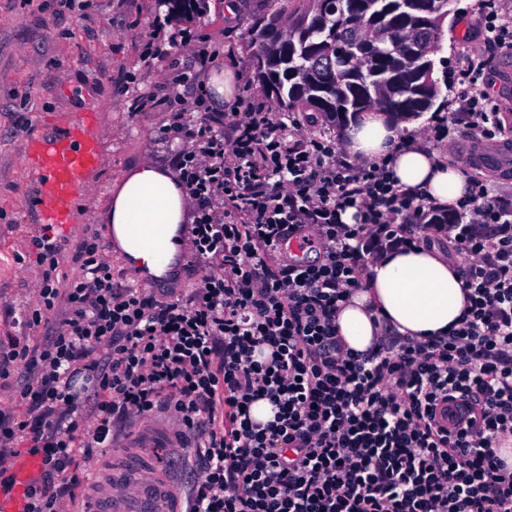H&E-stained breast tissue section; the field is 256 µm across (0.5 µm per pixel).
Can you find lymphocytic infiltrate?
Returning a JSON list of instances; mask_svg holds the SVG:
<instances>
[{
    "mask_svg": "<svg viewBox=\"0 0 512 512\" xmlns=\"http://www.w3.org/2000/svg\"><path fill=\"white\" fill-rule=\"evenodd\" d=\"M468 34L512 51L496 0ZM139 37L165 74L162 92L133 96L130 109L167 113L160 132L182 144L173 167L203 276L183 293L124 287L100 229L69 250L34 238L36 299L20 313L23 335L0 338V387L15 386L22 406L0 410V487L25 445L42 468L27 512H64L77 457L159 412L193 442L174 463L186 512H512V465L500 456L512 437V188L475 182L444 227L441 208L387 163L338 160L334 138L301 134L267 99L246 91L220 112L203 94L186 98L180 47L194 45L200 72L214 58L193 25L157 13ZM492 63L467 64L453 111L432 116L436 145L460 119L481 141L504 136L484 88ZM424 229L452 230L469 260L461 319L444 336L346 349L336 312L363 286V256L413 246ZM294 238L314 260L289 253ZM453 395L479 421L455 437L430 424ZM263 399L274 409L265 423L251 415Z\"/></svg>",
    "mask_w": 512,
    "mask_h": 512,
    "instance_id": "lymphocytic-infiltrate-1",
    "label": "lymphocytic infiltrate"
}]
</instances>
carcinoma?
<instances>
[{"mask_svg":"<svg viewBox=\"0 0 512 512\" xmlns=\"http://www.w3.org/2000/svg\"><path fill=\"white\" fill-rule=\"evenodd\" d=\"M451 0H266L252 29L253 66L275 112L343 130L381 108L429 111L441 23Z\"/></svg>","mask_w":512,"mask_h":512,"instance_id":"obj_1","label":"carcinoma"}]
</instances>
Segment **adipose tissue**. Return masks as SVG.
<instances>
[{"label":"adipose tissue","instance_id":"1","mask_svg":"<svg viewBox=\"0 0 512 512\" xmlns=\"http://www.w3.org/2000/svg\"><path fill=\"white\" fill-rule=\"evenodd\" d=\"M344 148L357 161L389 159L401 185L438 205L456 206L471 192L460 172L413 135L411 124L395 122L384 112L371 110L352 122ZM188 218L186 195L172 172L144 163L119 179L109 216L116 228L145 224L167 241ZM466 296L461 271L444 249L427 240L369 260L362 290L341 304L336 324L346 346L358 352L370 350L391 331L418 340L442 336L457 322Z\"/></svg>","mask_w":512,"mask_h":512}]
</instances>
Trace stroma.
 Instances as JSON below:
<instances>
[{
  "mask_svg": "<svg viewBox=\"0 0 512 512\" xmlns=\"http://www.w3.org/2000/svg\"><path fill=\"white\" fill-rule=\"evenodd\" d=\"M234 27H226L218 10L205 11L197 24L221 54L215 67L233 66L242 86L255 94L263 88L252 64L251 28L262 16L266 0H239ZM164 0H93L87 17L38 12L23 0H0V336L21 334L20 310L35 296L37 266L31 240L42 229L36 220L34 184L22 143L32 134L57 127L70 115L91 108L100 123L103 165L88 184L75 220L104 225L112 205V190L122 174L143 162L170 164L181 145L162 140V112H133V93L155 88L163 77L162 64L142 60L138 30ZM448 32L433 56V77L440 88L433 106L448 107L449 82L460 76L461 63L484 55L481 40L468 37V21L478 6L453 0ZM471 134L466 125L455 128L445 155L450 168L490 185L512 183L511 173L481 170L468 159ZM24 255L17 263L16 255Z\"/></svg>",
  "mask_w": 512,
  "mask_h": 512,
  "instance_id": "35a3bbf8",
  "label": "stroma"
}]
</instances>
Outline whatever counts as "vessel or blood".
I'll use <instances>...</instances> for the list:
<instances>
[{
  "instance_id": "vessel-or-blood-1",
  "label": "vessel or blood",
  "mask_w": 512,
  "mask_h": 512,
  "mask_svg": "<svg viewBox=\"0 0 512 512\" xmlns=\"http://www.w3.org/2000/svg\"><path fill=\"white\" fill-rule=\"evenodd\" d=\"M96 119V112L90 109L51 133L25 139L23 155L35 180L42 223L70 225L74 206L101 168V140L92 131ZM192 262L190 250L178 248L163 274L141 269L137 284L165 287ZM117 446L111 468L95 489L97 512H184L178 485L155 454L156 449L164 448L176 456L186 448L177 426L151 414L131 427ZM39 467L40 461L34 457L18 465L11 495H0V512H25L28 482Z\"/></svg>"
}]
</instances>
